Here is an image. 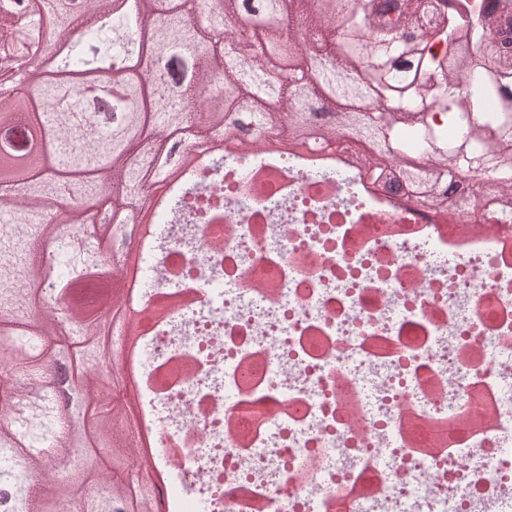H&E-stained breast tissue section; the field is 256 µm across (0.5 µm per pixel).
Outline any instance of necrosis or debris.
Segmentation results:
<instances>
[{
    "label": "necrosis or debris",
    "instance_id": "obj_1",
    "mask_svg": "<svg viewBox=\"0 0 512 512\" xmlns=\"http://www.w3.org/2000/svg\"><path fill=\"white\" fill-rule=\"evenodd\" d=\"M246 175L220 222L150 256L157 297L193 278L142 376L189 502L217 512H512V220L457 231L411 202L345 205L335 180ZM306 207H299V200Z\"/></svg>",
    "mask_w": 512,
    "mask_h": 512
}]
</instances>
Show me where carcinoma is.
Segmentation results:
<instances>
[{
  "mask_svg": "<svg viewBox=\"0 0 512 512\" xmlns=\"http://www.w3.org/2000/svg\"><path fill=\"white\" fill-rule=\"evenodd\" d=\"M0 0V56L19 38V52L37 49L72 30L81 34L52 70L25 72L36 96L0 102V130L33 124L28 141L0 145V349L15 344L13 372L0 380V508L3 512H71L70 486H93L80 512H111L112 501L142 512L140 485L131 476L102 486L101 451L110 448L114 418L112 382L98 367L110 351L112 329L89 330L74 316L78 337L66 352L80 416L59 414L57 382L48 375L47 352L28 340L54 336L62 326L32 313L42 272L30 243L51 239L62 269L53 284L70 288L106 275L103 257L112 225L88 222L116 194L121 223L139 219L141 198L165 174L159 159L173 139L199 136L195 121L203 97L220 77L224 110L210 113V130L226 134L225 115L259 131L284 121L298 130L315 113L323 84L339 102L357 109L337 113L325 135L351 133L372 154L363 165L423 155V172L406 170L408 187L424 196L458 173L482 178L481 192L512 214V0H273L257 16L244 44L225 26V12L240 0H136L137 16L112 14L113 0ZM507 27L500 44L492 32ZM165 55L169 64L142 78V60ZM292 59L297 78L279 80L276 63ZM112 74V114L130 126L97 120L88 108L106 74ZM209 186L181 189L162 210L165 224H199L210 213ZM69 212L71 234L51 222ZM79 444L67 473L36 482L44 450L57 429Z\"/></svg>",
  "mask_w": 512,
  "mask_h": 512,
  "instance_id": "1",
  "label": "carcinoma"
}]
</instances>
